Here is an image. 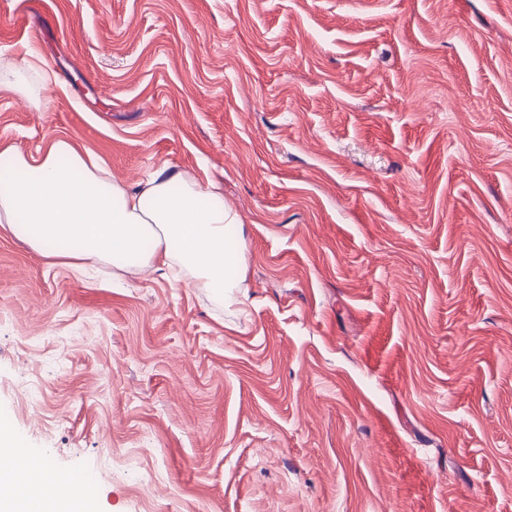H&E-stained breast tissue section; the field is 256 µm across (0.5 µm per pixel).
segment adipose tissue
<instances>
[{"mask_svg":"<svg viewBox=\"0 0 512 512\" xmlns=\"http://www.w3.org/2000/svg\"><path fill=\"white\" fill-rule=\"evenodd\" d=\"M4 154L0 178L12 186L0 193V230L41 255L78 268L101 259L119 270L165 268L223 298L243 281L244 245L229 233L241 218L218 190L166 171L130 190L61 138L33 154ZM95 501L93 485L24 453L0 421V512H92Z\"/></svg>","mask_w":512,"mask_h":512,"instance_id":"adipose-tissue-1","label":"adipose tissue"}]
</instances>
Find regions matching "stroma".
I'll use <instances>...</instances> for the list:
<instances>
[{
	"instance_id": "35a3bbf8",
	"label": "stroma",
	"mask_w": 512,
	"mask_h": 512,
	"mask_svg": "<svg viewBox=\"0 0 512 512\" xmlns=\"http://www.w3.org/2000/svg\"><path fill=\"white\" fill-rule=\"evenodd\" d=\"M52 138L242 220L226 302L0 236V419L97 512H512V0H0Z\"/></svg>"
}]
</instances>
